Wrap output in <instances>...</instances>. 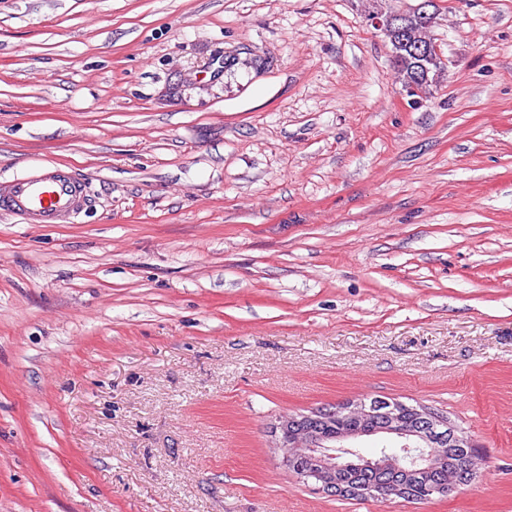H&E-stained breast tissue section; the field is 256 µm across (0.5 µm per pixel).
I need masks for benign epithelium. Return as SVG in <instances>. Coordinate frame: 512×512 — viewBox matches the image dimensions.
<instances>
[{
	"mask_svg": "<svg viewBox=\"0 0 512 512\" xmlns=\"http://www.w3.org/2000/svg\"><path fill=\"white\" fill-rule=\"evenodd\" d=\"M396 15L387 13L379 2H373V9L366 19L380 34L392 35ZM422 416L424 426L412 429L409 426L408 412ZM306 415L281 417L273 426L274 447L283 450V464L292 469L295 459L301 457L309 461L300 477L312 480L322 491L352 497L372 498L386 501L391 496L411 498L407 485L396 488L384 485H346L341 481L340 471L366 466L382 469L402 470L407 462L419 463L420 469L429 479V488L424 496L428 500L434 496H446L460 485V478L467 476L476 479L478 473L473 467L472 456L459 457L457 464L448 466V449L438 446V441L429 437V430L444 424L436 414L397 401H384L383 423L376 428H363L361 424L375 420L373 404L360 402L338 406L336 410L320 414L315 421L335 429L333 441L328 442L320 432L308 426ZM390 436L397 440V450L385 449L380 454L367 458L354 450L358 440L364 437Z\"/></svg>",
	"mask_w": 512,
	"mask_h": 512,
	"instance_id": "benign-epithelium-1",
	"label": "benign epithelium"
}]
</instances>
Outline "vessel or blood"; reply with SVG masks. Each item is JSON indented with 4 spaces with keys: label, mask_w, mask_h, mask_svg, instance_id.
<instances>
[{
    "label": "vessel or blood",
    "mask_w": 512,
    "mask_h": 512,
    "mask_svg": "<svg viewBox=\"0 0 512 512\" xmlns=\"http://www.w3.org/2000/svg\"><path fill=\"white\" fill-rule=\"evenodd\" d=\"M85 205L74 175L54 166L0 181V213L21 215L34 224H66Z\"/></svg>",
    "instance_id": "1"
}]
</instances>
